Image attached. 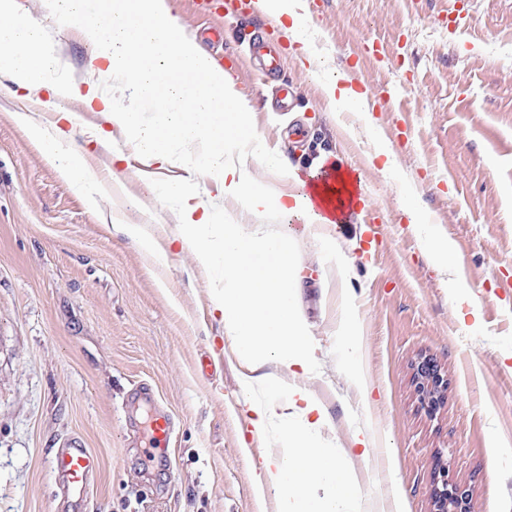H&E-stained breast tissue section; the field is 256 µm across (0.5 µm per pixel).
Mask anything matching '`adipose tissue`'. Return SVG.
<instances>
[{
    "instance_id": "1",
    "label": "adipose tissue",
    "mask_w": 512,
    "mask_h": 512,
    "mask_svg": "<svg viewBox=\"0 0 512 512\" xmlns=\"http://www.w3.org/2000/svg\"><path fill=\"white\" fill-rule=\"evenodd\" d=\"M255 8L285 20V35L297 44L302 61L313 63L302 0H256ZM83 34L98 45L96 57L105 61L113 82L126 85L133 97L152 99L153 121H145L133 105L110 101L92 87L79 94L58 78L43 28L20 14L17 0H0V70L24 88H45L59 98L81 96L145 162L173 165L201 158L212 191L241 209L299 212L307 223H324L305 194H279L252 177L247 162L250 114L233 79L183 34L165 0H110L99 18L85 24ZM29 133L48 160L61 162L66 178L102 191L82 155L65 152L63 129L50 132L33 123ZM165 195L183 201L177 239L213 272L216 308L228 337L238 356L260 371L245 382L246 388L258 385L268 393L267 399L247 405L253 433L264 435L289 410L298 419L297 427L284 432L281 453L254 465L257 491L280 489L278 512H361L363 500L354 480L320 437L328 413L304 382L313 352L296 308L300 259L292 241L256 236L210 202L195 201L192 183L169 185ZM337 334L355 389L368 395L361 327L352 308H345Z\"/></svg>"
}]
</instances>
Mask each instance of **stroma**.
I'll return each instance as SVG.
<instances>
[{
	"instance_id": "1",
	"label": "stroma",
	"mask_w": 512,
	"mask_h": 512,
	"mask_svg": "<svg viewBox=\"0 0 512 512\" xmlns=\"http://www.w3.org/2000/svg\"><path fill=\"white\" fill-rule=\"evenodd\" d=\"M104 3L61 23L48 0H18L43 25L64 80L125 102L127 87L88 68L96 48L83 26ZM166 4L208 54L223 50L265 152L301 174L330 158L356 167L363 201L341 223L309 229L277 212L246 221L290 234L300 255L297 301L315 356L305 383L328 412L325 439L340 448L356 427L378 432L370 454L350 460L367 503L433 512L445 464L476 512H512V0H469L458 41L442 24L453 0H313L307 36L321 69L289 52L272 78L237 65L269 16L232 0ZM217 23L220 47L209 35ZM370 41L380 57L365 54ZM339 73L358 90L388 93L371 121L331 112L320 86ZM283 87L293 99L281 112ZM24 108L46 128L74 113L66 146L108 185L96 205L29 138L16 118ZM108 127L81 101L20 90L0 73V512H276L274 495L252 486L245 413L246 398L265 392L243 389L249 366L226 337L210 272L174 242L180 208L163 194L178 180L203 194L209 179L196 160L143 164L122 135L101 138ZM380 138L394 152L386 173L374 157ZM412 195L453 242L447 265L431 259L405 214ZM119 224L143 225L155 252ZM453 284L467 289L477 328L462 324ZM348 307L363 328L365 399L336 334ZM425 357L448 380L431 412L415 375ZM143 384L173 424L169 447L150 462L135 397ZM74 441L100 461L79 507L50 464Z\"/></svg>"
}]
</instances>
